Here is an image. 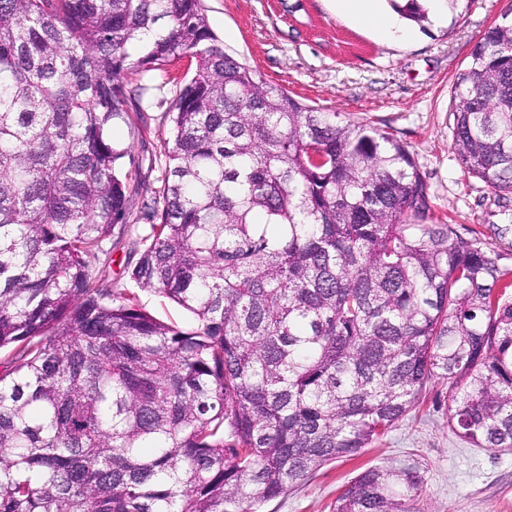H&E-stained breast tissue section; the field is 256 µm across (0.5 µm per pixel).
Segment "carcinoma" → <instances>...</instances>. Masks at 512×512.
<instances>
[{
	"mask_svg": "<svg viewBox=\"0 0 512 512\" xmlns=\"http://www.w3.org/2000/svg\"><path fill=\"white\" fill-rule=\"evenodd\" d=\"M427 21L421 0H390ZM196 60L130 278L106 131L128 71ZM462 167L512 195V22L453 86ZM432 222L398 140L293 99L224 50L200 0H0V512H260L358 456L448 382V428L512 450V281ZM411 467L370 466L333 512H416Z\"/></svg>",
	"mask_w": 512,
	"mask_h": 512,
	"instance_id": "carcinoma-1",
	"label": "carcinoma"
}]
</instances>
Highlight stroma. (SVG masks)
<instances>
[{
  "label": "stroma",
  "mask_w": 512,
  "mask_h": 512,
  "mask_svg": "<svg viewBox=\"0 0 512 512\" xmlns=\"http://www.w3.org/2000/svg\"><path fill=\"white\" fill-rule=\"evenodd\" d=\"M213 33L227 52L258 69L270 84L303 104L363 121L401 141L429 189L436 220L458 225L487 248L504 254L512 268V197L468 174L452 147L451 86L465 68L484 30L512 0H475L457 22L438 28L412 25L413 37L385 44L367 28L337 14L333 0H201ZM195 63L178 60L171 79L131 74L129 84L146 87L140 110L114 117L112 141L124 149L133 218L119 239L107 240L106 275L116 291L134 294L158 319L189 325L181 307L130 280L149 225L141 217L142 183L159 187L161 169L151 162L169 137V111ZM414 465L423 485L420 512H512V452L476 448L448 429V384L432 380L416 407L356 459L336 461L302 485L266 503L262 512H332L344 485L366 467Z\"/></svg>",
  "instance_id": "35a3bbf8"
}]
</instances>
